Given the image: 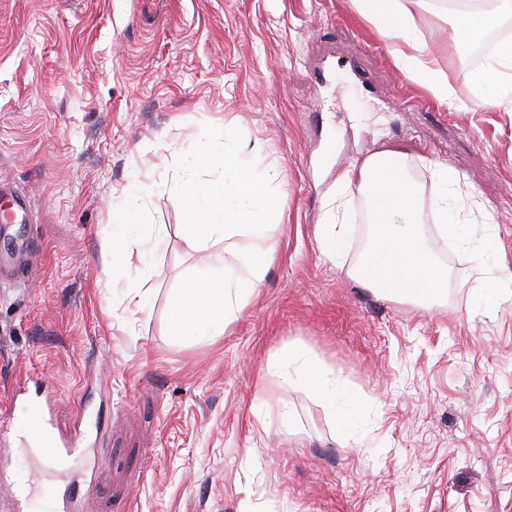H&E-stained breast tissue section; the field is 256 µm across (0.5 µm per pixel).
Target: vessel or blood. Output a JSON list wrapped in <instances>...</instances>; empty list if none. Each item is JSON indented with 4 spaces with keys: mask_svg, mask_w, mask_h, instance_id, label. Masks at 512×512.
<instances>
[{
    "mask_svg": "<svg viewBox=\"0 0 512 512\" xmlns=\"http://www.w3.org/2000/svg\"><path fill=\"white\" fill-rule=\"evenodd\" d=\"M37 381L36 374H27L12 391L8 414L19 428V440L36 448L41 461L48 464L70 457L89 458L94 448L85 434L86 428L92 424L87 409L76 413L73 435H56L52 430L53 413L60 400L53 390L39 387Z\"/></svg>",
    "mask_w": 512,
    "mask_h": 512,
    "instance_id": "b4317fda",
    "label": "vessel or blood"
}]
</instances>
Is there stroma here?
<instances>
[{"mask_svg":"<svg viewBox=\"0 0 512 512\" xmlns=\"http://www.w3.org/2000/svg\"><path fill=\"white\" fill-rule=\"evenodd\" d=\"M439 65L463 110L399 71L352 0H0V206L16 214L0 225V410L28 371L62 395L59 431L99 407L82 512H512V299L480 300L512 270V112L478 106L474 63ZM225 122L275 174V258L223 338L179 341L169 304L200 253L180 235L176 151ZM389 146L422 192L430 164L458 171L455 204L495 240L480 265L420 226L450 283L430 307L349 276L372 235L363 197L343 264L316 240L337 175ZM136 178L166 182L143 200L166 236L141 242L148 276L117 280L104 229ZM142 284L147 315L128 295ZM294 348L348 388L355 439L270 373ZM86 466L0 443V512L23 474L25 512H51Z\"/></svg>","mask_w":512,"mask_h":512,"instance_id":"stroma-1","label":"stroma"}]
</instances>
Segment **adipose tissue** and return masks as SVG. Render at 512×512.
Instances as JSON below:
<instances>
[{
  "label": "adipose tissue",
  "mask_w": 512,
  "mask_h": 512,
  "mask_svg": "<svg viewBox=\"0 0 512 512\" xmlns=\"http://www.w3.org/2000/svg\"><path fill=\"white\" fill-rule=\"evenodd\" d=\"M494 8L476 5L451 15L453 34L448 44L456 53L481 43L503 21L512 20V0H494ZM359 13L372 22L378 33L392 44L395 67L416 84L424 87L437 101L457 108L458 103L447 74L435 64L436 41L425 38L416 18L420 11L431 8V0H353ZM478 92V101L485 107L503 108L512 112V39L501 41L486 63L469 73ZM406 154L390 148L376 152L361 164L351 165L336 179L331 199L362 195L367 198L373 215L374 233L361 263L351 274L376 290L418 301H435L448 288V272L423 243L417 227L430 222L443 233L469 248L476 261L487 256L492 240L476 237L472 226L460 211L451 208L448 197L458 188L457 172L446 165L431 166V204L423 206L418 187L406 173ZM165 182L136 184L126 189L123 220L110 225L106 251L112 272L124 275L129 268L144 264L140 249L146 233L161 236V229H148L139 205L145 195L165 189ZM288 371H281L279 362L272 369L280 370L284 382L299 381L327 405L336 420L342 437L353 429L354 403L351 396L327 377L319 364L305 351L290 350Z\"/></svg>",
  "instance_id": "adipose-tissue-1"
}]
</instances>
